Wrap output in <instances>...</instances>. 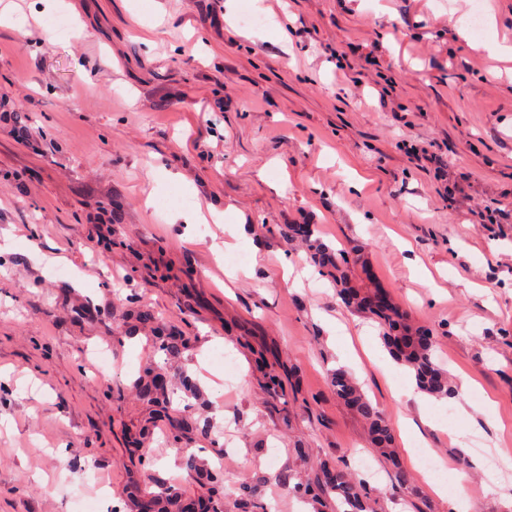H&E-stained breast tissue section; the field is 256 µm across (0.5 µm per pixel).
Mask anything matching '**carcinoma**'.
Listing matches in <instances>:
<instances>
[{"label": "carcinoma", "mask_w": 512, "mask_h": 512, "mask_svg": "<svg viewBox=\"0 0 512 512\" xmlns=\"http://www.w3.org/2000/svg\"><path fill=\"white\" fill-rule=\"evenodd\" d=\"M360 262V254L336 253L329 262L328 273H336L339 294L346 304L369 314L378 320L383 329L385 346L391 356L407 367L417 388L428 395L446 398L451 394L447 374L434 356V346L428 331L413 328L406 314L394 302L384 296L383 290L375 288L364 291L348 286L346 268ZM331 384L337 396L343 399L368 425L371 442L385 456L394 455V437L391 428L380 411L361 393L352 378L344 372H336ZM319 491H335L352 507V512H365L368 491L366 487L352 481L350 473L337 469L318 484Z\"/></svg>", "instance_id": "carcinoma-1"}]
</instances>
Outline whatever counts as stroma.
I'll return each mask as SVG.
<instances>
[{
    "label": "stroma",
    "instance_id": "1",
    "mask_svg": "<svg viewBox=\"0 0 512 512\" xmlns=\"http://www.w3.org/2000/svg\"><path fill=\"white\" fill-rule=\"evenodd\" d=\"M476 6L495 26H470ZM4 8L0 512H70L78 488L87 512H336L300 486L340 466L367 512H512V224L449 209L401 149L512 209V63L483 47L512 45V0ZM351 42L378 48L387 107L373 72L337 70ZM317 243L363 247L353 284L432 332L467 402L421 404ZM342 352L390 428L417 426L396 461L330 385Z\"/></svg>",
    "mask_w": 512,
    "mask_h": 512
}]
</instances>
